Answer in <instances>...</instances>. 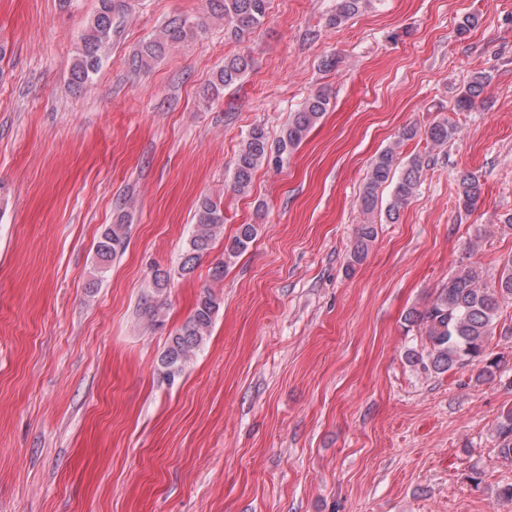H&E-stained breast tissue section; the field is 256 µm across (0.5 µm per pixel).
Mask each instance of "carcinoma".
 <instances>
[{"label":"carcinoma","instance_id":"cac0c4a2","mask_svg":"<svg viewBox=\"0 0 512 512\" xmlns=\"http://www.w3.org/2000/svg\"><path fill=\"white\" fill-rule=\"evenodd\" d=\"M205 15L195 21L175 18L158 34L143 42L129 59L135 71L146 70L163 56L174 44L184 42L205 30L211 22L224 21L231 25V34L241 42L260 27L267 15L269 0H207ZM366 6V0H336L330 21L334 25L350 19ZM129 9L127 0H97L93 14L86 21L80 36V47L70 69L67 89L78 92L90 84L99 71L102 58L107 54L114 30L113 20L125 16ZM251 67V58L235 54L224 58V65L217 71L210 85L212 92H219L235 85ZM488 82L483 73L474 74L456 95L452 111L468 112L482 101ZM330 104L322 91L309 95L300 107L290 113L276 144H269L264 128H252L242 142L234 160L231 190L247 193L257 170L265 164H279L282 156L290 154L305 139L321 119ZM456 125L447 118L431 122L424 131L414 127L399 133V140L407 141L422 135L426 148L432 150L448 145L456 134ZM428 153H412L404 159L397 157L396 148L380 152L371 162L365 182L359 191L358 206L369 221L361 225L350 257L358 264L365 258L375 238L374 222L370 217L385 212L386 220L394 223L400 208L416 195L424 171L430 166ZM392 187L391 201L382 206L379 191ZM458 205L472 208L480 193L477 177L470 172L458 175ZM224 229V205L221 199L204 196L199 199L194 224L187 246L182 254L178 275L190 277L198 262L206 254ZM258 229L254 224H242L236 234L224 244L225 260L212 270L214 279L224 277V267L239 257L255 241ZM127 225L124 217L106 227L96 245L98 268L105 269L126 245ZM512 300V256L500 264L497 282L489 286L482 268L468 263L460 267L448 282L439 288L433 300L424 308L407 313L405 320L417 328L421 350L410 349L407 361L425 374L443 375L457 368L473 364L482 365L477 380L494 377L500 360L488 357V343L496 328L502 304ZM220 299L207 291L200 296L192 314L169 337L159 367L164 377L172 382L180 376L210 335ZM498 456L512 462V409L500 414L496 425Z\"/></svg>","mask_w":512,"mask_h":512}]
</instances>
